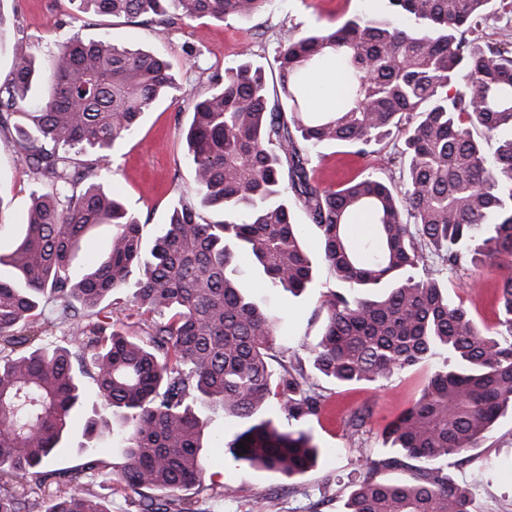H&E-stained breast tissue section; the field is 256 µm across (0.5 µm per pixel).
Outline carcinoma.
<instances>
[{
	"mask_svg": "<svg viewBox=\"0 0 512 512\" xmlns=\"http://www.w3.org/2000/svg\"><path fill=\"white\" fill-rule=\"evenodd\" d=\"M78 11L162 23L231 17L250 21L272 0H70ZM491 0H389L386 14H358L302 35L278 51L280 92L245 61L211 76L186 134L204 224L180 201L144 251L137 217L98 183L95 169L144 112L177 88L166 59L77 36L46 65L12 43L11 82L0 109H22L32 86L47 93L31 126L17 130L27 173L50 182L33 193L26 230L0 252V512H112L106 497L70 485L94 482L99 462L51 469L92 380L112 420L84 434L118 439L113 472L139 491V512H197L159 498L200 483L204 423L194 405L220 407L243 429L224 446L236 463L292 477L315 466L308 431L287 428L318 414L323 396L305 361L339 384H378L438 360L420 397L385 432L345 512H472L473 493L443 472L451 454L476 447L512 410V273L495 298V330L448 301V274L486 261L512 268V41H482ZM327 60L344 85L334 112L313 109L311 76ZM498 137L488 156L471 129ZM404 137L406 178L370 174L321 188L310 167L322 144L360 156L392 131ZM96 155L79 169L71 153ZM293 195L288 202L283 183ZM321 232V261L341 288L321 300L322 332L281 363L271 360L282 318L236 277L245 259L267 287L295 297L312 286L315 262L293 207ZM371 223L357 236L352 217ZM112 225L106 254L76 274L83 236ZM441 265L427 263L422 245ZM134 283L133 322L112 323L108 297ZM68 329L42 343L47 327ZM284 421L269 416L271 399ZM245 450L237 444L245 438ZM410 459L406 482L378 478ZM33 482L34 496L14 483Z\"/></svg>",
	"mask_w": 512,
	"mask_h": 512,
	"instance_id": "cac0c4a2",
	"label": "carcinoma"
}]
</instances>
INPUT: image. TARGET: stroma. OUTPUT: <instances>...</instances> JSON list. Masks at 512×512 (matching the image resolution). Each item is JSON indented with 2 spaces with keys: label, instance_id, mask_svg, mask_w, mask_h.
I'll return each instance as SVG.
<instances>
[{
  "label": "stroma",
  "instance_id": "1",
  "mask_svg": "<svg viewBox=\"0 0 512 512\" xmlns=\"http://www.w3.org/2000/svg\"><path fill=\"white\" fill-rule=\"evenodd\" d=\"M386 5L387 0H273L264 13L247 23L202 18L185 25L78 15L71 12L67 0H0V11L27 40L39 62L75 34L85 40L107 38L170 61L179 91L144 112L134 132L114 147L112 165L99 177L104 188L119 194L152 235L167 224L173 204L195 199L193 167L183 133L192 121L191 100L208 91L212 73L248 58L262 66L269 91H276L275 56L280 47L356 14L385 13ZM402 146L401 139L391 137L362 158L344 146L321 145L312 158L315 180L320 187L333 189L366 172L383 181L401 182L403 170L396 155ZM36 187L24 171L13 139L0 135L1 252L9 251L24 234ZM504 273L503 267L492 262L451 274L448 299L468 308L478 324L494 326V294ZM239 277L258 298L283 313L280 350L300 351L302 343L319 335L322 319L316 310L322 294L336 286L324 265H317L312 287L297 297L266 288L252 266H240ZM432 370V364H423L380 384L339 386L318 378L324 403L318 415L308 417L302 427L311 433L321 453L315 467L291 478L226 464L224 444L239 431V422L221 409L196 406L205 424L206 468L200 486L181 490V497L197 501L200 512H343L350 485L363 472L366 458L378 454L383 432L420 396ZM84 390L86 408L77 412L76 423L54 461L60 469L77 464L79 450L85 446L108 464L118 456L111 438L84 436L88 411L102 418L110 415L92 382H85ZM362 409L369 412L363 431L351 436L349 420ZM444 471L462 484L480 477L475 491L477 512H512V412L498 419L478 447L449 456ZM228 487L234 494L227 498L223 491Z\"/></svg>",
  "mask_w": 512,
  "mask_h": 512
}]
</instances>
